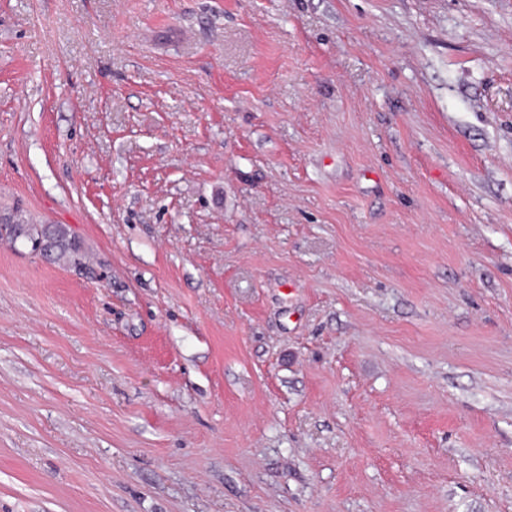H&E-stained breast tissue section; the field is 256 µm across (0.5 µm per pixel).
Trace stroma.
<instances>
[{"instance_id": "1", "label": "stroma", "mask_w": 512, "mask_h": 512, "mask_svg": "<svg viewBox=\"0 0 512 512\" xmlns=\"http://www.w3.org/2000/svg\"><path fill=\"white\" fill-rule=\"evenodd\" d=\"M0 512H512V0H0ZM3 212L9 224L0 223V239L30 247L31 254L37 257L36 246L43 235L44 224H33L18 207ZM52 233L49 246L51 247L50 258L53 262L67 260L74 265H80L83 254L76 236L63 224L54 225Z\"/></svg>"}]
</instances>
